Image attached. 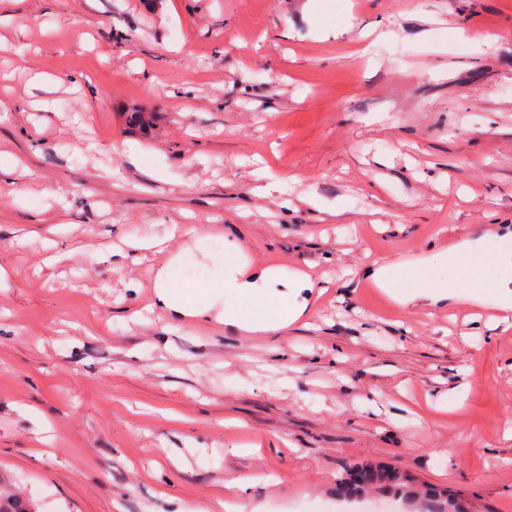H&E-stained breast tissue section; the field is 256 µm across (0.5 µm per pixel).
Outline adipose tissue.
I'll return each mask as SVG.
<instances>
[{
	"label": "adipose tissue",
	"instance_id": "1",
	"mask_svg": "<svg viewBox=\"0 0 512 512\" xmlns=\"http://www.w3.org/2000/svg\"><path fill=\"white\" fill-rule=\"evenodd\" d=\"M481 241H464L457 249V255L466 260L464 274L456 278L438 277L434 269L442 254L425 256L411 265L410 276L414 286L397 283L392 271V262L373 265L367 275L376 285L383 288L403 306L418 303L431 306L456 302L462 292H469L473 298L489 294L502 313L512 312V252L502 251L493 265L473 261L474 253L480 251ZM226 255L230 260L227 272L220 286L232 298L225 305L219 318L225 324L234 325L250 333H274L303 319L309 308L314 282L305 274L286 272L279 268L249 264L243 254L240 242L228 244ZM156 296L161 309L187 317H199L212 308L211 301L188 293H174L168 283L167 270L156 274Z\"/></svg>",
	"mask_w": 512,
	"mask_h": 512
}]
</instances>
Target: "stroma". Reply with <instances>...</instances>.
Returning a JSON list of instances; mask_svg holds the SVG:
<instances>
[{"mask_svg": "<svg viewBox=\"0 0 512 512\" xmlns=\"http://www.w3.org/2000/svg\"><path fill=\"white\" fill-rule=\"evenodd\" d=\"M0 154L1 492L207 512L261 473L241 500L264 512H405L336 494L381 463L512 512V326L489 302L405 309L363 287L383 259L500 253L512 0H0ZM272 179L287 207L255 194ZM200 222L202 245L172 233ZM236 235L252 264L334 279L314 328L254 338L220 301L182 331L134 319L160 266L209 291ZM128 237L165 249L113 255Z\"/></svg>", "mask_w": 512, "mask_h": 512, "instance_id": "35a3bbf8", "label": "stroma"}]
</instances>
